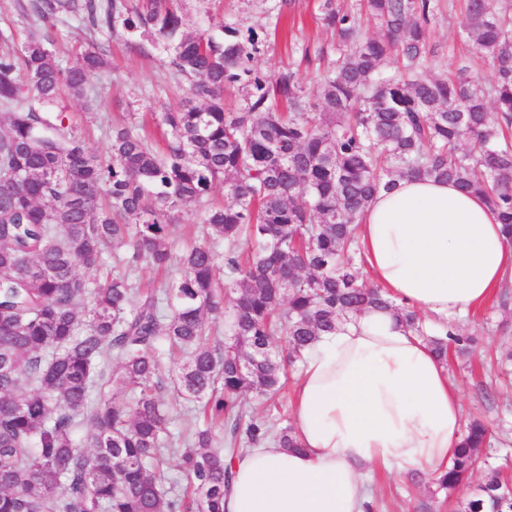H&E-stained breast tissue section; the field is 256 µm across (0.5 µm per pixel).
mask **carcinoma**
<instances>
[{"mask_svg":"<svg viewBox=\"0 0 512 512\" xmlns=\"http://www.w3.org/2000/svg\"><path fill=\"white\" fill-rule=\"evenodd\" d=\"M294 5L258 8L277 26ZM19 8L47 31L0 57V512H224L242 445L298 447L293 428L244 420L248 395L273 398L286 364L369 307L420 330L413 311L358 278L356 229L377 193L397 176L451 181L485 195L512 236V0H464L467 35L493 63L483 83L466 65L424 75L432 0H320L336 44L302 48L299 63L336 60L317 69L313 98L294 67L255 68L254 27L210 16L187 31L183 0ZM70 15L92 35L123 30L139 53L169 54L188 89L159 117L162 149L125 126L107 156L92 154L58 108L107 65L101 45L59 60L48 28ZM370 21L382 37L366 35ZM230 88L239 99L227 108ZM465 140L477 152L460 150ZM218 182L224 206L208 203ZM190 203L204 207L206 238L175 255L172 223ZM174 261L179 277L136 287L140 264ZM224 316L220 349L209 337ZM469 343L452 328L432 339L441 359ZM167 380L202 410L189 435L168 430ZM114 384L133 404L106 396ZM487 435L477 420L466 426L442 489L469 480ZM165 451L179 455L180 475L164 471ZM457 508L512 512V485L492 475Z\"/></svg>","mask_w":512,"mask_h":512,"instance_id":"cac0c4a2","label":"carcinoma"}]
</instances>
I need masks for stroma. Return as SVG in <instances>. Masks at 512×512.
I'll list each match as a JSON object with an SVG mask.
<instances>
[{"mask_svg": "<svg viewBox=\"0 0 512 512\" xmlns=\"http://www.w3.org/2000/svg\"><path fill=\"white\" fill-rule=\"evenodd\" d=\"M459 2L439 0L430 22L435 56L426 72L453 73L464 63L472 76L483 80L492 65L468 37ZM318 4L319 0H296L284 29L267 37L256 59L260 69L278 71L297 61L298 48L332 43L334 35L320 20ZM184 10L192 28L205 25L208 11L242 27L260 24L254 0H185ZM104 41L109 47V68L89 77L87 96L63 98L86 148L99 155L108 152L113 126L176 108L183 97L162 47L152 48L145 57L131 50L126 40L108 35ZM456 327L460 334L474 337L475 343L468 356L449 353L448 376L461 390L462 417H481L489 428L490 443L482 451L485 463L451 497L438 487L435 476L398 477L372 470L367 484L373 512H454L456 501L466 498L487 476L497 473L512 478V282Z\"/></svg>", "mask_w": 512, "mask_h": 512, "instance_id": "35a3bbf8", "label": "stroma"}]
</instances>
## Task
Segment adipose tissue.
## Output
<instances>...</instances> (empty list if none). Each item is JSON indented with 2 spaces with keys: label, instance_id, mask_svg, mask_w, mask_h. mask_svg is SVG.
Segmentation results:
<instances>
[{
  "label": "adipose tissue",
  "instance_id": "adipose-tissue-1",
  "mask_svg": "<svg viewBox=\"0 0 512 512\" xmlns=\"http://www.w3.org/2000/svg\"><path fill=\"white\" fill-rule=\"evenodd\" d=\"M365 270L432 333L487 304L512 239L482 195L400 179L360 219ZM299 448L267 441L232 463L224 512H367L365 470L440 474L463 435L461 391L427 337L369 310L304 353L290 402Z\"/></svg>",
  "mask_w": 512,
  "mask_h": 512
}]
</instances>
